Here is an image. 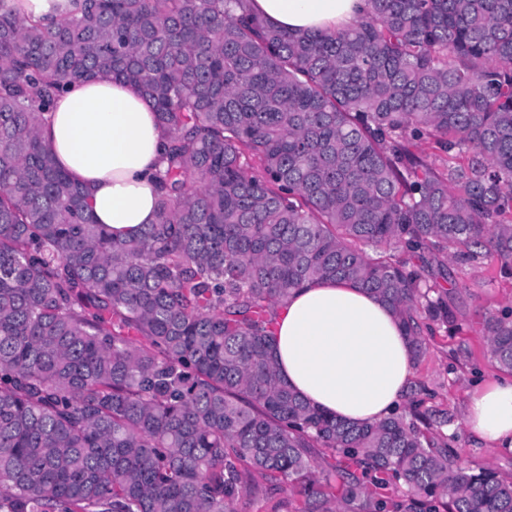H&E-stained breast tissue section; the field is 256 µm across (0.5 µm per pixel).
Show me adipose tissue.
Here are the masks:
<instances>
[{"label":"adipose tissue","mask_w":512,"mask_h":512,"mask_svg":"<svg viewBox=\"0 0 512 512\" xmlns=\"http://www.w3.org/2000/svg\"><path fill=\"white\" fill-rule=\"evenodd\" d=\"M363 3L254 0L276 25L297 30L350 25ZM41 138L114 237L154 223L164 131L136 87L101 76L62 94ZM274 361L281 381L305 401L357 424L394 413L413 374L411 342L399 320L372 293L334 280L295 290L278 309ZM464 428L472 441L512 452V380L475 386Z\"/></svg>","instance_id":"1"}]
</instances>
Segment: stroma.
<instances>
[{
  "mask_svg": "<svg viewBox=\"0 0 512 512\" xmlns=\"http://www.w3.org/2000/svg\"><path fill=\"white\" fill-rule=\"evenodd\" d=\"M497 261L455 268L446 282L448 304L459 332L438 330L427 336V354L414 369V381L433 393V403L452 415L448 434L459 437L458 452L471 467H490L512 474V454L473 442L464 425L467 393L475 378L493 379L500 372L489 357L484 336V319L502 307L512 306V269L501 272Z\"/></svg>",
  "mask_w": 512,
  "mask_h": 512,
  "instance_id": "obj_1",
  "label": "stroma"
}]
</instances>
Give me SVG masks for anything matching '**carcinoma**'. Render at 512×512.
Masks as SVG:
<instances>
[{
    "mask_svg": "<svg viewBox=\"0 0 512 512\" xmlns=\"http://www.w3.org/2000/svg\"><path fill=\"white\" fill-rule=\"evenodd\" d=\"M59 9L0 0V512H240L265 490L272 512H512V478L459 464L425 385L358 425L272 356L277 306L342 280L417 364L453 320L425 271L512 262V0H366L310 31L251 0ZM101 75L166 135L155 222L124 240L40 137ZM484 330L512 373V307ZM57 0H23L20 7L26 16L39 18L46 23L52 22L59 12L56 9Z\"/></svg>",
    "mask_w": 512,
    "mask_h": 512,
    "instance_id": "cac0c4a2",
    "label": "carcinoma"
}]
</instances>
